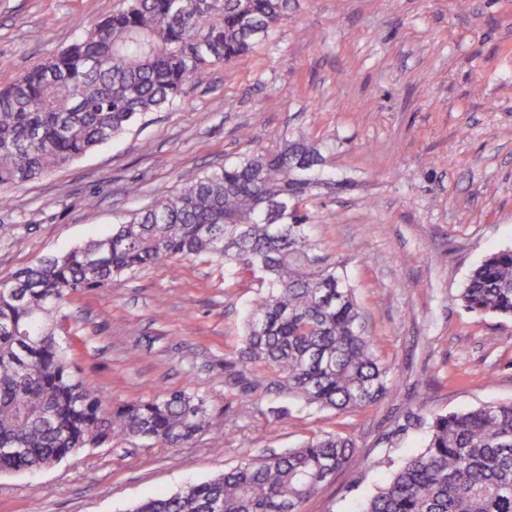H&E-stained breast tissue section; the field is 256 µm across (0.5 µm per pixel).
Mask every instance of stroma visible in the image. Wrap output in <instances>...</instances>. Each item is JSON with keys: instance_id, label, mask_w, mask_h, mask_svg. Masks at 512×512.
<instances>
[{"instance_id": "1", "label": "stroma", "mask_w": 512, "mask_h": 512, "mask_svg": "<svg viewBox=\"0 0 512 512\" xmlns=\"http://www.w3.org/2000/svg\"><path fill=\"white\" fill-rule=\"evenodd\" d=\"M256 52L199 80L125 133L0 203V272L111 233L127 212L202 171L306 136L342 190L307 200L321 253L347 265L392 387L348 414L225 384L259 295L252 273L163 260L72 294L74 370L111 401L186 388L224 418L222 451L113 438L52 467L0 475V512H131L225 469L326 433L349 471L303 512H353L422 448L420 417L512 401V320L457 299L490 252L512 248V0H292ZM120 0H0V87L66 47ZM138 182L129 197L124 189ZM139 356L130 359L128 351Z\"/></svg>"}]
</instances>
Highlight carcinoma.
<instances>
[{"label":"carcinoma","mask_w":512,"mask_h":512,"mask_svg":"<svg viewBox=\"0 0 512 512\" xmlns=\"http://www.w3.org/2000/svg\"><path fill=\"white\" fill-rule=\"evenodd\" d=\"M291 0H121L67 49L0 89V199L104 145L171 100L198 73L255 51ZM320 147L304 138L260 147L206 170L126 217L111 235L0 275V473L50 467L114 437L177 448L224 420L187 390L109 402L71 371L60 307L80 289L165 259L206 257L262 281L228 383L262 386L306 408L346 412L390 391L345 262L317 253L302 203L328 184ZM475 314L512 318V249L490 253L459 293ZM355 443L312 438L240 462L207 481L137 503L132 512H302L349 468ZM353 512H512V402L428 422L424 447Z\"/></svg>","instance_id":"1"}]
</instances>
